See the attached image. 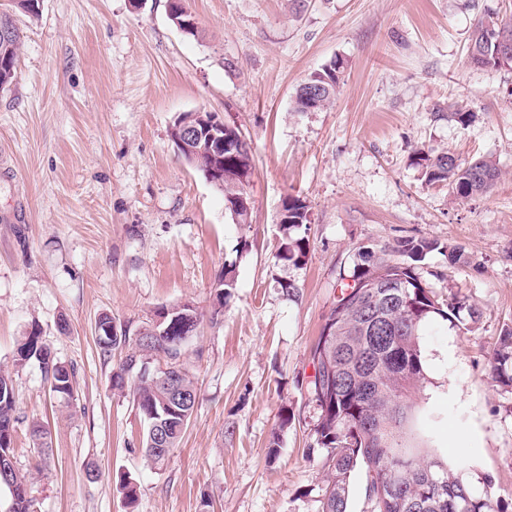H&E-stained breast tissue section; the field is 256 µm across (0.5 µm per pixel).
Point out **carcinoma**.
Segmentation results:
<instances>
[{
	"instance_id": "carcinoma-1",
	"label": "carcinoma",
	"mask_w": 512,
	"mask_h": 512,
	"mask_svg": "<svg viewBox=\"0 0 512 512\" xmlns=\"http://www.w3.org/2000/svg\"><path fill=\"white\" fill-rule=\"evenodd\" d=\"M13 10L0 11V30L6 33L10 50L0 51V89L14 80L15 58L22 37L14 19L16 12L38 14V0H12ZM485 17H480L471 34L468 63L490 71L502 69L495 44L486 37ZM343 60L334 59L313 72L297 89L294 108L317 112L327 108L339 92ZM235 121L224 119V150L199 155L195 170L203 177L224 176L215 188L224 195L230 214L247 213L251 201L247 190L253 173L249 143ZM416 165L430 183L446 182L458 199L488 193L500 176L497 164L479 158L468 164L448 151L420 149ZM281 241L276 258L298 265L308 253L306 236L309 209L298 196L282 201ZM440 249L428 238H405L392 243L363 245L356 249L350 282L342 290L383 270L397 287L380 288L367 300L368 312L357 305L331 308L314 345L319 376L310 381V393L319 406L314 428L313 456L326 452L330 470L320 499L319 512H349L352 480L361 469L366 475L369 512H512V500L503 501L486 478L475 486L463 473L465 464L450 462L429 450L421 437L417 419L407 400L427 381L426 360L421 345L423 328L439 317L454 328L470 321L479 311L457 293L436 297L417 272L416 263ZM235 261H224L217 275L211 319L224 312V297L235 288ZM112 318L103 315L97 323V345L105 358L128 344V353L116 374L118 385L130 384L138 415L145 426L141 447L152 465L161 467L179 444L196 405L193 381L181 363L183 342L197 331L200 315L190 304L169 308L164 322L138 328L137 336H109ZM16 362L36 360L51 383V390L64 399L74 397L75 372L58 361L33 328L17 344ZM163 355L165 369L152 366L153 357ZM489 377L496 386L512 391V327L501 330L499 342L489 359ZM18 401L12 377L0 370V487L11 494L9 512H32V484L13 461V443Z\"/></svg>"
}]
</instances>
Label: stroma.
Here are the masks:
<instances>
[{"mask_svg":"<svg viewBox=\"0 0 512 512\" xmlns=\"http://www.w3.org/2000/svg\"><path fill=\"white\" fill-rule=\"evenodd\" d=\"M186 5L202 40L173 26L166 0H40L37 17L15 15L23 44L0 89V146L13 157L0 168V370L13 377L14 461L32 478L36 512H317L328 467L307 455L319 417L311 349L355 247L408 236L461 249L457 263L441 248L428 254L419 273L437 296L460 294L482 312L461 331L427 325L428 382L410 398L426 417L419 430L448 460L466 456L472 482L491 477L511 499L512 393L487 363L512 325V70L467 56L477 18L512 19V0ZM337 58L333 103L295 111L297 87ZM453 105L473 107L469 125L452 119ZM200 109L230 114L251 142L249 223H232L222 193L171 139L176 117ZM420 148L492 158L500 176L484 195L455 198L414 165ZM290 194L311 213L298 266L276 257ZM228 259L236 286L214 322ZM184 303L201 316L182 356L197 403L154 469L132 393L115 382L126 350L103 358L95 329L104 314L136 328ZM34 326L73 367V400L52 392L37 362L16 365ZM35 421L52 433L43 468ZM126 477L138 486L131 508Z\"/></svg>","mask_w":512,"mask_h":512,"instance_id":"1","label":"stroma"}]
</instances>
